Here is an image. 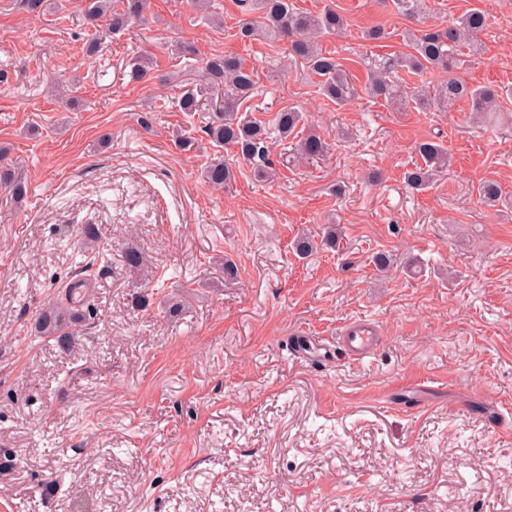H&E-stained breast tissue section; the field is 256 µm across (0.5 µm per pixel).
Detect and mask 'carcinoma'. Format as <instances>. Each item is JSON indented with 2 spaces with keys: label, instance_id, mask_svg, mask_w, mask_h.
<instances>
[{
  "label": "carcinoma",
  "instance_id": "cac0c4a2",
  "mask_svg": "<svg viewBox=\"0 0 512 512\" xmlns=\"http://www.w3.org/2000/svg\"><path fill=\"white\" fill-rule=\"evenodd\" d=\"M397 13L403 17L416 18L424 9V0H392ZM242 19L239 20L237 36L247 41L263 29L275 39L288 40V56L300 61L308 72L319 78L323 95L341 106L357 96L350 75L333 53L323 49L316 41L323 34H342L345 19L336 10L325 7L318 14L296 12L290 0H237ZM150 10L149 0H85V15L92 31L85 42L89 55L99 51L101 41L113 34L123 32L135 22H146ZM487 27L485 11L473 7L461 14L444 29H425L419 34L403 32L402 41L406 52L388 55L379 67L369 71L367 93L374 98H383L397 109L413 107L420 112L432 109L446 112L462 102L468 105L474 117L488 121L489 116L499 111L498 91L491 86H470L456 75L461 66V57L475 56L481 50L480 36ZM134 79H143L154 67V59L136 54L127 63ZM429 69H441L448 79L437 84H421L408 87L394 80L396 73L405 71L420 75ZM257 73L236 55L213 56L202 67L196 88L187 90L180 99L185 112H196L205 102L219 104L205 133L216 147L230 146L237 155L254 167L260 179L270 177L272 161L270 147L273 141L287 140L294 154L302 160L324 157L329 144L319 134L305 129L302 113L282 109L267 127L256 120L247 119L239 112L240 104L250 98L256 89ZM423 164L415 166L405 175L407 186L419 190L430 185L436 176L447 169L450 154L448 148L433 139L424 140L416 146ZM5 154L0 152V187L12 199L25 195L23 182L2 164ZM235 173L224 156L216 151L210 157L204 171L208 183L221 187L229 185ZM479 199L488 206H497L502 201L503 191L498 182L484 180L477 187ZM84 251L78 266L90 271L95 262L103 261L105 255L96 249L97 232L92 224L82 228ZM342 236L336 224L325 227V234L316 242L300 238L295 250L301 255L316 251L321 246H334ZM86 319V311L74 305L56 301L39 313L35 324V335L44 340L55 339L69 342L74 339V326Z\"/></svg>",
  "mask_w": 512,
  "mask_h": 512
}]
</instances>
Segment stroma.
Wrapping results in <instances>:
<instances>
[{"instance_id":"obj_1","label":"stroma","mask_w":512,"mask_h":512,"mask_svg":"<svg viewBox=\"0 0 512 512\" xmlns=\"http://www.w3.org/2000/svg\"><path fill=\"white\" fill-rule=\"evenodd\" d=\"M292 2L344 17L321 44L360 90L346 106L284 42L240 41L236 0H213L211 20L193 0H151L154 20L92 57L81 0L37 16L0 0V149L27 188L18 204L0 193V512H512V212L477 194L493 179L512 198V0H425L429 27L485 11L482 51L458 75L499 89L494 126L463 103L398 111L364 93L371 59L401 51L411 25L391 0ZM371 28L384 38L364 40ZM138 51L155 67L134 81ZM213 54L257 70L249 118L296 108L327 155L298 164L273 144L276 175L260 181L227 148L232 184L204 182V153L171 132L205 140L207 113L179 97ZM75 77L67 111L45 87ZM436 136L453 164L410 190L415 147ZM84 222L108 263L63 349L31 331L77 276L51 242ZM331 222L336 247L295 253ZM131 240L149 268H126ZM377 252L397 258L387 276ZM354 320L377 326L364 359L294 358L295 340L338 341Z\"/></svg>"}]
</instances>
